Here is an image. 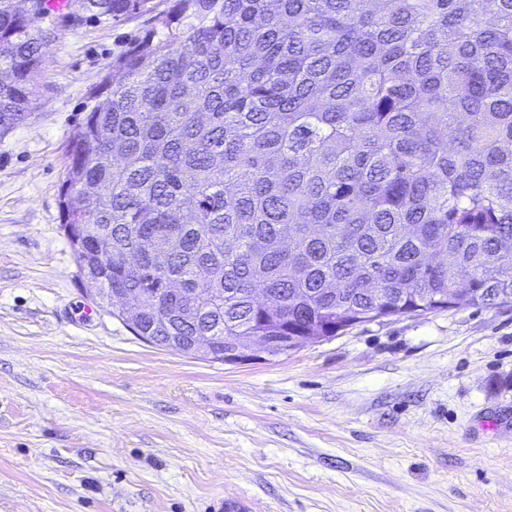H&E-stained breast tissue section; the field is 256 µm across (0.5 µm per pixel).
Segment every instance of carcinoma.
<instances>
[{
    "instance_id": "1",
    "label": "carcinoma",
    "mask_w": 512,
    "mask_h": 512,
    "mask_svg": "<svg viewBox=\"0 0 512 512\" xmlns=\"http://www.w3.org/2000/svg\"><path fill=\"white\" fill-rule=\"evenodd\" d=\"M0 0V132L39 91L49 0ZM67 145L60 223L142 334L335 336L451 288L512 290V0H170ZM110 24L154 0H83Z\"/></svg>"
}]
</instances>
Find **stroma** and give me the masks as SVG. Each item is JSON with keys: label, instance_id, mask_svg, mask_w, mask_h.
Segmentation results:
<instances>
[{"label": "stroma", "instance_id": "35a3bbf8", "mask_svg": "<svg viewBox=\"0 0 512 512\" xmlns=\"http://www.w3.org/2000/svg\"><path fill=\"white\" fill-rule=\"evenodd\" d=\"M50 30L0 134V512H512V304L381 318L223 364L138 339L61 227L67 143L156 26Z\"/></svg>", "mask_w": 512, "mask_h": 512}]
</instances>
